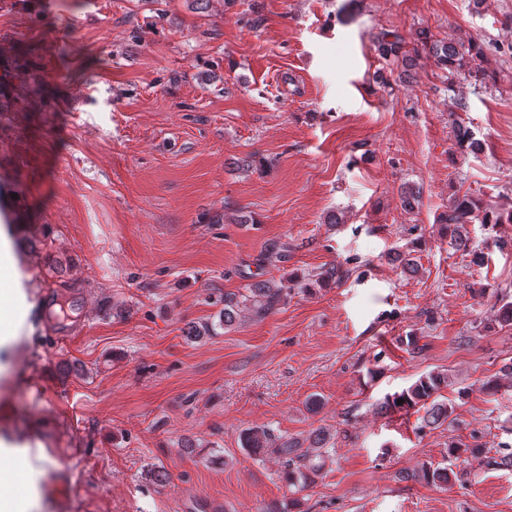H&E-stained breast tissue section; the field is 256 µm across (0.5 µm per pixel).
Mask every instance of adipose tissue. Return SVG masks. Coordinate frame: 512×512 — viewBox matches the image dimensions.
Listing matches in <instances>:
<instances>
[{
	"instance_id": "1",
	"label": "adipose tissue",
	"mask_w": 512,
	"mask_h": 512,
	"mask_svg": "<svg viewBox=\"0 0 512 512\" xmlns=\"http://www.w3.org/2000/svg\"><path fill=\"white\" fill-rule=\"evenodd\" d=\"M53 467L45 455L31 456L28 449L0 442V512H39V476Z\"/></svg>"
}]
</instances>
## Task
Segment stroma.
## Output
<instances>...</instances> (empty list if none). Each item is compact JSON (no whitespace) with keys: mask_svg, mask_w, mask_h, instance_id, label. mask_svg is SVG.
<instances>
[{"mask_svg":"<svg viewBox=\"0 0 512 512\" xmlns=\"http://www.w3.org/2000/svg\"><path fill=\"white\" fill-rule=\"evenodd\" d=\"M386 32L412 67L380 57ZM425 38L477 40L485 83ZM455 115L478 156L456 155ZM456 193L512 195V0H0V215L29 306L0 437L54 460L42 512H263L288 494L275 457L242 449L264 425L337 434L300 512H512V467L448 457L512 445V378L479 389L512 326L477 294L512 293V252L479 224L484 264L440 240ZM413 225L410 275L389 254ZM331 266L341 282L223 326L225 293ZM431 371L454 426L378 413ZM429 462L465 477L413 479Z\"/></svg>","mask_w":512,"mask_h":512,"instance_id":"35a3bbf8","label":"stroma"}]
</instances>
